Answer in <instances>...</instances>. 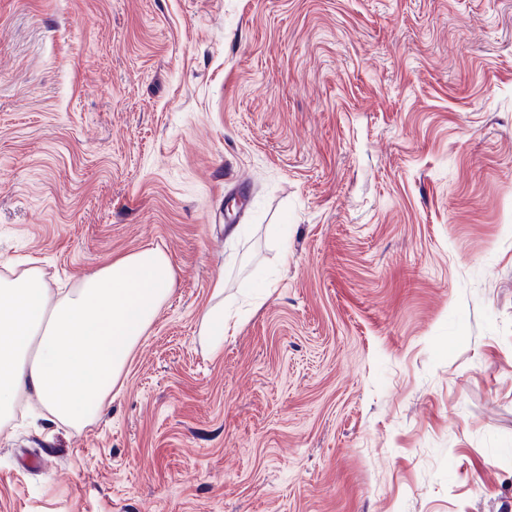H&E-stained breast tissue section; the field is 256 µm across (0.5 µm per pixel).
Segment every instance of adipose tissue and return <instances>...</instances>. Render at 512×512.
Returning a JSON list of instances; mask_svg holds the SVG:
<instances>
[{
    "instance_id": "obj_1",
    "label": "adipose tissue",
    "mask_w": 512,
    "mask_h": 512,
    "mask_svg": "<svg viewBox=\"0 0 512 512\" xmlns=\"http://www.w3.org/2000/svg\"><path fill=\"white\" fill-rule=\"evenodd\" d=\"M174 284L168 257L144 248L119 257L55 298L37 259L0 263V425L34 394L61 422L98 412Z\"/></svg>"
}]
</instances>
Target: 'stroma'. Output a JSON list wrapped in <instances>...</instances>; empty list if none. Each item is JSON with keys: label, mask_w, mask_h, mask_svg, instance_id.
Wrapping results in <instances>:
<instances>
[{"label": "stroma", "mask_w": 512, "mask_h": 512, "mask_svg": "<svg viewBox=\"0 0 512 512\" xmlns=\"http://www.w3.org/2000/svg\"><path fill=\"white\" fill-rule=\"evenodd\" d=\"M146 247L168 297L95 419L22 398L0 512H512V0H0V259ZM234 316L224 313V305L207 308L200 320V336H206L212 350H219L224 344V335L235 329Z\"/></svg>", "instance_id": "obj_1"}]
</instances>
